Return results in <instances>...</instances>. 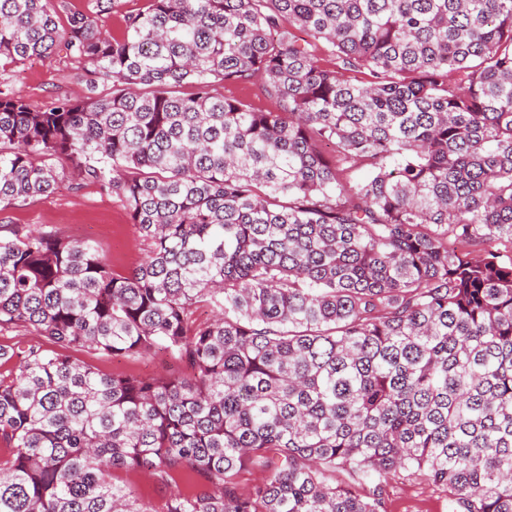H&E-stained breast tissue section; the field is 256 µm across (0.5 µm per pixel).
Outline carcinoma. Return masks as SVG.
I'll return each instance as SVG.
<instances>
[{"label": "carcinoma", "mask_w": 512, "mask_h": 512, "mask_svg": "<svg viewBox=\"0 0 512 512\" xmlns=\"http://www.w3.org/2000/svg\"><path fill=\"white\" fill-rule=\"evenodd\" d=\"M118 2L61 26L56 0H0V57L62 46L112 83L0 89V209L52 195L64 154L146 246L120 272L87 240L0 234V333L52 345L0 343V512H146L115 468L183 481L166 512H383L338 469L512 512V0H147L110 35ZM255 79L276 110L215 90ZM246 465L272 472L248 496ZM71 355L74 359L109 374H135L149 377L157 374H180L185 370L181 363L163 352L153 353L136 360L122 357L106 358L86 350L73 351Z\"/></svg>", "instance_id": "cac0c4a2"}]
</instances>
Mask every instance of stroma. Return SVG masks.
I'll list each match as a JSON object with an SVG mask.
<instances>
[{
	"label": "stroma",
	"mask_w": 512,
	"mask_h": 512,
	"mask_svg": "<svg viewBox=\"0 0 512 512\" xmlns=\"http://www.w3.org/2000/svg\"><path fill=\"white\" fill-rule=\"evenodd\" d=\"M0 70L8 74L14 92L41 107L60 97L93 98L98 94L97 89L87 88L79 80L80 64L61 48L52 57L32 58L17 64L1 59ZM55 164L64 172L56 191L49 197L35 198L0 211V225L28 224L46 231L52 229L66 237L95 243L115 270L126 271L136 266L145 255V245L121 203L97 184L80 179L67 159L57 158ZM73 357L109 374L149 377L179 374L184 370L181 363L162 352L133 360L78 350ZM330 479L348 485L363 496L372 488H380L386 512H448L445 491L417 474L390 475L376 486L352 480L343 470L332 473ZM112 481L130 491L148 512H165L170 490L149 472L118 469L113 471Z\"/></svg>",
	"instance_id": "stroma-1"
}]
</instances>
